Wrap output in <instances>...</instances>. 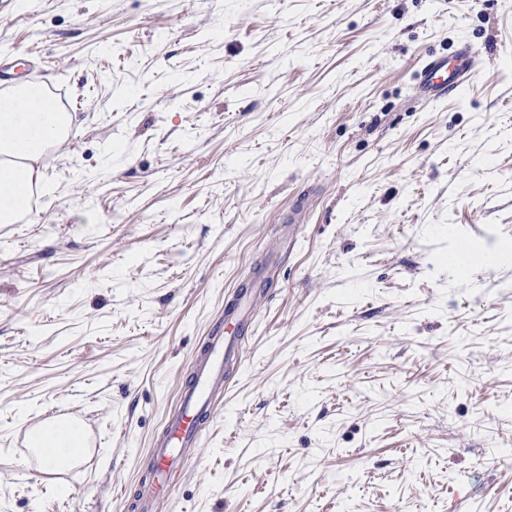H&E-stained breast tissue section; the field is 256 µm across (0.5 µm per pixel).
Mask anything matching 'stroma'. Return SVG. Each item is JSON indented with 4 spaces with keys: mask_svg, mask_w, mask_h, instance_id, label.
I'll return each mask as SVG.
<instances>
[{
    "mask_svg": "<svg viewBox=\"0 0 512 512\" xmlns=\"http://www.w3.org/2000/svg\"><path fill=\"white\" fill-rule=\"evenodd\" d=\"M461 42L463 93L418 99ZM20 79L74 121L0 224V512H130L246 277L162 512H512V0H0ZM57 404L97 434L41 469ZM242 298L224 304L223 325L207 336L195 354L178 407L168 414L155 442L148 473L134 501V512H156L161 503L170 502L185 475L184 452L203 447V426L213 414L217 396L226 390L225 368L237 362V343L245 327ZM228 328L234 332L227 336Z\"/></svg>",
    "mask_w": 512,
    "mask_h": 512,
    "instance_id": "stroma-1",
    "label": "stroma"
}]
</instances>
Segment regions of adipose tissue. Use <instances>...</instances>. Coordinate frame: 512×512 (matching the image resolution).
I'll return each mask as SVG.
<instances>
[{
    "label": "adipose tissue",
    "mask_w": 512,
    "mask_h": 512,
    "mask_svg": "<svg viewBox=\"0 0 512 512\" xmlns=\"http://www.w3.org/2000/svg\"><path fill=\"white\" fill-rule=\"evenodd\" d=\"M71 122V113L61 110L43 86L23 83L0 96V224L16 223L30 211L38 164ZM82 443L79 429L70 423L49 425L38 436L39 447L56 449L52 462L57 467L70 464Z\"/></svg>",
    "instance_id": "obj_1"
}]
</instances>
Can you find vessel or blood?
I'll list each match as a JSON object with an SVG mask.
<instances>
[{
    "mask_svg": "<svg viewBox=\"0 0 512 512\" xmlns=\"http://www.w3.org/2000/svg\"><path fill=\"white\" fill-rule=\"evenodd\" d=\"M476 73V58L468 45L458 46L452 58L431 56L423 60L416 92L423 98L456 93ZM244 329L242 300L224 305V322L208 336L196 353L177 408L167 417L155 442L147 475L134 501L135 512H157L170 502L185 475L184 453L203 445V427L210 420L216 398L226 389L225 369L238 358L237 343Z\"/></svg>",
    "mask_w": 512,
    "mask_h": 512,
    "instance_id": "b4317fda",
    "label": "vessel or blood"
}]
</instances>
